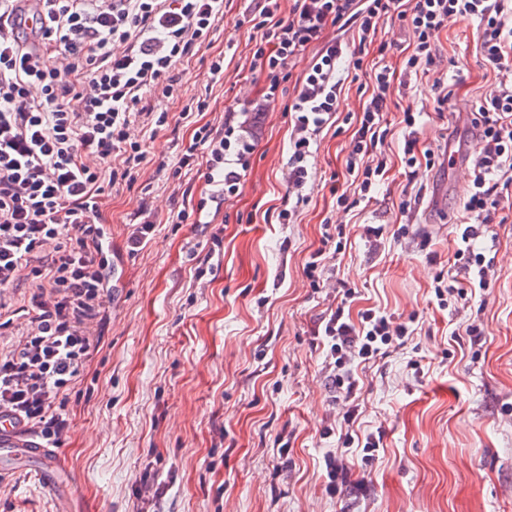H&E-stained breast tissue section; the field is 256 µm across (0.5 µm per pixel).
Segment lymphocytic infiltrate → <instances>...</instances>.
Instances as JSON below:
<instances>
[{"instance_id": "obj_1", "label": "lymphocytic infiltrate", "mask_w": 512, "mask_h": 512, "mask_svg": "<svg viewBox=\"0 0 512 512\" xmlns=\"http://www.w3.org/2000/svg\"><path fill=\"white\" fill-rule=\"evenodd\" d=\"M34 25L22 17L23 0H0V335L16 319L25 326L9 349H0V408L18 414L45 447H58L69 432L67 406L100 344L102 299L112 282L103 220L113 189H133L146 158V143L130 127L155 130L170 123L149 96L179 97L172 72L195 47L210 41L224 17V0H35ZM244 21L254 30L251 71L264 83L263 99L285 104L292 125L288 184L302 194L311 175L318 135L340 110L344 74L365 71L366 101L354 132L346 169L362 193L386 173L389 134L383 114L393 93L388 67H366L351 40L373 41L390 19L405 23L413 51L403 63L406 79L429 74L440 54V32L470 18L481 24V55L495 72L496 89L472 111L476 130L471 181L459 211L455 251L467 287L436 288V297L466 296L486 288L490 268L472 246V218L491 223L512 207V0H295L290 17L280 0H255ZM310 60L300 74L291 64ZM282 102V101H281ZM250 144L233 121L195 128L176 156L174 178L200 173L209 196L173 216L176 224H211L212 203L238 196ZM33 291L20 308L6 296L24 283ZM374 311L352 323L343 308L324 326L330 353L343 371L335 384L342 397L355 386L347 361L369 362L381 346L406 336Z\"/></svg>"}]
</instances>
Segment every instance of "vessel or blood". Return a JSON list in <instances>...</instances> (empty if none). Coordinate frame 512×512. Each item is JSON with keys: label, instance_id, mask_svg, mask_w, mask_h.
<instances>
[{"label": "vessel or blood", "instance_id": "1", "mask_svg": "<svg viewBox=\"0 0 512 512\" xmlns=\"http://www.w3.org/2000/svg\"><path fill=\"white\" fill-rule=\"evenodd\" d=\"M20 461L32 463L45 489L55 491L56 474L65 468L61 456L43 447L14 413L0 409V476L15 473Z\"/></svg>", "mask_w": 512, "mask_h": 512}]
</instances>
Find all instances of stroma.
I'll list each match as a JSON object with an SVG mask.
<instances>
[{"mask_svg":"<svg viewBox=\"0 0 512 512\" xmlns=\"http://www.w3.org/2000/svg\"><path fill=\"white\" fill-rule=\"evenodd\" d=\"M250 5L227 0L211 43L174 71L181 100L160 102L176 113L182 99L206 96L198 122L216 127L231 105L248 103L240 116L253 145L246 185L225 202L222 225L173 223L206 190L194 174L172 179L193 125L149 141L143 175L134 190L113 194L106 229L122 250L144 201L158 227L120 260L101 350L86 370L91 393L68 404L71 429L58 452L72 478L52 494L29 471L1 478L0 512H512V209L475 242L494 261L489 288L439 306L434 286L452 281L464 197L456 189L464 175L448 155L471 140L455 134L459 113L430 111V74L396 88L384 114L388 170L348 210L336 199L354 191L345 159L363 98L359 80H346L336 125L320 134L311 160L307 200L296 204L283 178L288 117L283 104L264 103L250 71L252 32L240 22ZM479 33L469 19L439 37L459 103L497 86ZM219 54L224 77L214 81L206 62ZM407 109L420 115L418 152L435 161L419 182L405 174ZM416 191L409 218L399 204ZM291 208L293 223H281ZM371 225L382 226L380 238L367 235ZM320 250L314 283L306 264ZM340 304L353 321L373 310L409 329L403 344L351 367L354 428L377 445L369 463L363 448L338 445L346 405L336 398L335 360L314 336ZM472 323L484 328L480 341L463 333ZM330 454L349 474L333 495L322 468Z\"/></svg>","mask_w":512,"mask_h":512,"instance_id":"stroma-1","label":"stroma"}]
</instances>
